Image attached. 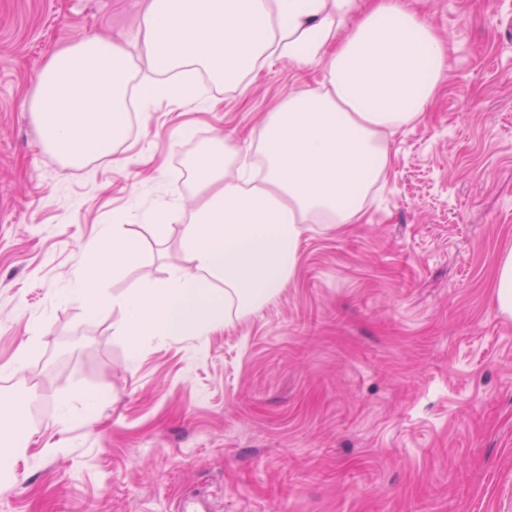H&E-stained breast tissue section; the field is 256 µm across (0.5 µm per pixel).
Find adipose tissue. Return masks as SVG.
<instances>
[{"label":"adipose tissue","instance_id":"obj_1","mask_svg":"<svg viewBox=\"0 0 512 512\" xmlns=\"http://www.w3.org/2000/svg\"><path fill=\"white\" fill-rule=\"evenodd\" d=\"M146 57L148 72L134 69ZM325 62L322 84L291 91L249 146L213 137L192 165L195 199L162 280L111 298L110 275L141 253L124 225L85 248L64 299L89 315L115 306L130 338L203 335L257 312L294 278L306 225L355 224L392 164L386 133L416 125L438 92L444 41L408 0H148L133 41L90 36L50 56L31 112L39 145L72 166L110 156L131 96L201 102L200 75L239 83L269 61Z\"/></svg>","mask_w":512,"mask_h":512}]
</instances>
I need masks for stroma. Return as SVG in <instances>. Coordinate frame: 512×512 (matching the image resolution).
<instances>
[{"mask_svg":"<svg viewBox=\"0 0 512 512\" xmlns=\"http://www.w3.org/2000/svg\"><path fill=\"white\" fill-rule=\"evenodd\" d=\"M146 3L0 0V397L28 438L0 512H512V317L493 288L512 248V0H412L447 65L426 120L389 134L362 222L311 225L256 313L134 356L119 309L62 299L85 246L104 224L140 244L108 295L165 279L182 222L159 236L150 216L172 191L193 205L190 160L325 73L282 59L207 83L199 105L134 113L112 156L61 163L30 109L39 71L85 36L133 40Z\"/></svg>","mask_w":512,"mask_h":512,"instance_id":"1","label":"stroma"}]
</instances>
